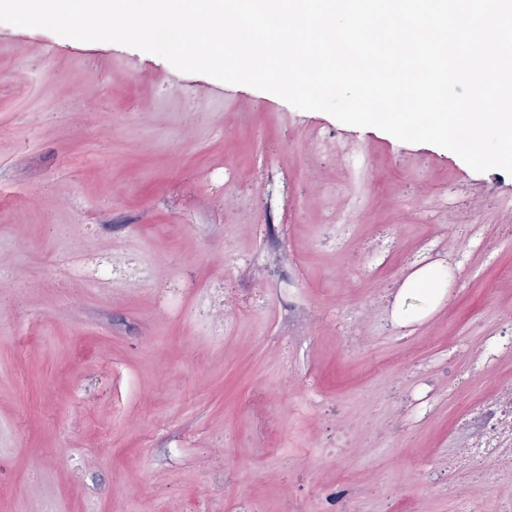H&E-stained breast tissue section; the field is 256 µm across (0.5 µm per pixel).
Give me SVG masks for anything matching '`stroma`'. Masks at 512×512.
<instances>
[{
    "instance_id": "obj_1",
    "label": "stroma",
    "mask_w": 512,
    "mask_h": 512,
    "mask_svg": "<svg viewBox=\"0 0 512 512\" xmlns=\"http://www.w3.org/2000/svg\"><path fill=\"white\" fill-rule=\"evenodd\" d=\"M455 285L392 317L413 261ZM512 175L0 22V512H498ZM466 427L476 425L478 430L464 448H459L452 467L470 469L481 466L486 483L497 485L505 477L512 480V470L504 471L486 463L491 459L512 454V387L504 389L491 401L479 403Z\"/></svg>"
}]
</instances>
